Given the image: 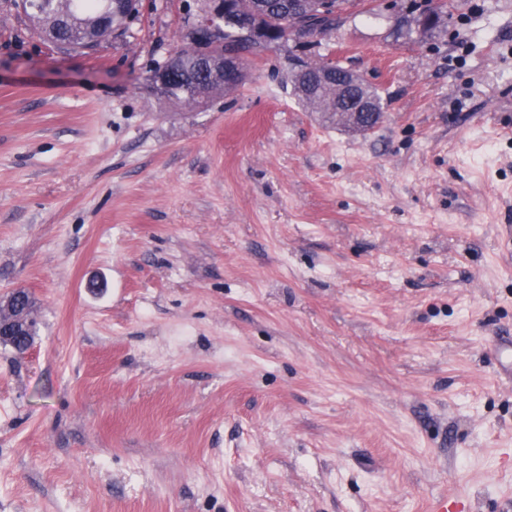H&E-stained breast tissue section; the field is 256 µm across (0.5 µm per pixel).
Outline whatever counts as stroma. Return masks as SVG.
Here are the masks:
<instances>
[{
    "label": "stroma",
    "instance_id": "35a3bbf8",
    "mask_svg": "<svg viewBox=\"0 0 512 512\" xmlns=\"http://www.w3.org/2000/svg\"><path fill=\"white\" fill-rule=\"evenodd\" d=\"M389 0L155 90L217 0L63 50L0 0V512H512V0ZM333 61L358 133L294 95ZM428 4L426 8L422 9L418 15H414V11L411 12L412 17L404 16L398 21L401 25H407L411 28L410 20L416 16L425 15L429 12L432 15L431 22L433 26H437L442 23L448 16V0H427ZM32 308V296L23 288L0 296V343H9L20 354L32 344Z\"/></svg>",
    "mask_w": 512,
    "mask_h": 512
}]
</instances>
